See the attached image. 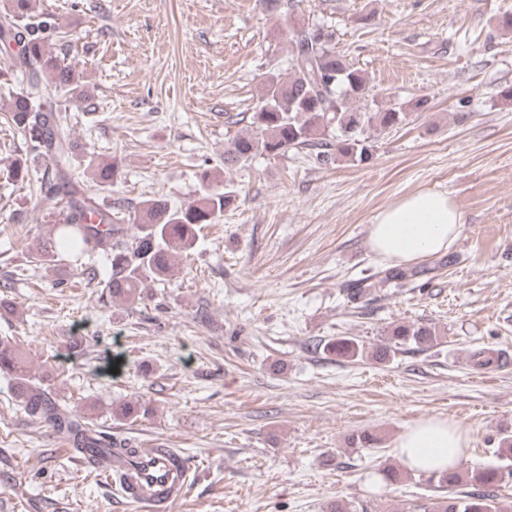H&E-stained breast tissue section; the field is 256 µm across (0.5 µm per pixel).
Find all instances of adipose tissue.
Returning <instances> with one entry per match:
<instances>
[{"label":"adipose tissue","mask_w":512,"mask_h":512,"mask_svg":"<svg viewBox=\"0 0 512 512\" xmlns=\"http://www.w3.org/2000/svg\"><path fill=\"white\" fill-rule=\"evenodd\" d=\"M463 212L447 192L423 188L380 209L369 226L371 251L384 261L414 264L447 252L458 239ZM467 434L453 421L421 418L408 425L394 450L410 471L430 474L461 464Z\"/></svg>","instance_id":"obj_1"}]
</instances>
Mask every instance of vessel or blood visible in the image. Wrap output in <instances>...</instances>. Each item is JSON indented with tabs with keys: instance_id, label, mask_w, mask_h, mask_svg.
Returning a JSON list of instances; mask_svg holds the SVG:
<instances>
[{
	"instance_id": "vessel-or-blood-1",
	"label": "vessel or blood",
	"mask_w": 512,
	"mask_h": 512,
	"mask_svg": "<svg viewBox=\"0 0 512 512\" xmlns=\"http://www.w3.org/2000/svg\"><path fill=\"white\" fill-rule=\"evenodd\" d=\"M103 476L120 474V498L135 503L144 512H172L190 484L191 470L175 448H141L135 456L113 451L101 460Z\"/></svg>"
}]
</instances>
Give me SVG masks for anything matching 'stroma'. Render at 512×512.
<instances>
[{"label":"stroma","mask_w":512,"mask_h":512,"mask_svg":"<svg viewBox=\"0 0 512 512\" xmlns=\"http://www.w3.org/2000/svg\"><path fill=\"white\" fill-rule=\"evenodd\" d=\"M364 71L363 105L412 104L370 131L368 161L316 164L306 149L228 166L269 77L288 74V35L259 0H34L67 33L56 48L83 70L87 100L48 88L69 116L72 177L89 158L117 166L99 199H196L201 175L231 193L171 278L134 302L102 288L106 253L30 250L61 223L58 200L0 179V336L24 348L41 387L117 447L176 448L191 484L174 512H423L428 475L373 481L414 420L454 421L466 463L494 461L512 432V0H300ZM19 79L0 80V165L25 153L6 119ZM448 192L464 224L447 253L387 287L368 245L377 211L418 189ZM442 334L379 362L325 351L340 336L390 344L397 324ZM131 403L134 420L113 417ZM371 432L376 447L350 444ZM69 434L17 405L0 377V512H141L78 465Z\"/></svg>","instance_id":"obj_1"}]
</instances>
